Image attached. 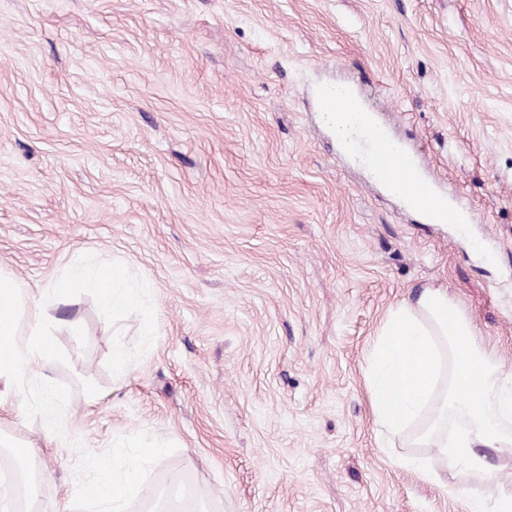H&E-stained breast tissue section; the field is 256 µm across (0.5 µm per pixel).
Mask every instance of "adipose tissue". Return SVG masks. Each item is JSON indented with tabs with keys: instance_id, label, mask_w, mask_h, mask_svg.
I'll return each instance as SVG.
<instances>
[{
	"instance_id": "ef3b65f1",
	"label": "adipose tissue",
	"mask_w": 512,
	"mask_h": 512,
	"mask_svg": "<svg viewBox=\"0 0 512 512\" xmlns=\"http://www.w3.org/2000/svg\"><path fill=\"white\" fill-rule=\"evenodd\" d=\"M471 336L447 291L426 287L390 312L365 371L377 432L409 439L418 453L399 465L438 487L445 481L430 456L483 479L486 449L512 446V373L492 364ZM425 448L430 456H422Z\"/></svg>"
}]
</instances>
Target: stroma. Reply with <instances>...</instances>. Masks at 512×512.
<instances>
[{"label": "stroma", "instance_id": "35a3bbf8", "mask_svg": "<svg viewBox=\"0 0 512 512\" xmlns=\"http://www.w3.org/2000/svg\"><path fill=\"white\" fill-rule=\"evenodd\" d=\"M347 81L472 223L424 221L344 158L310 92ZM87 253L144 278L157 338L115 377L140 318L56 299L63 435L0 403L36 512H97L94 457L136 472L125 512L177 474L194 512H467L397 465L365 370L389 310L436 285L512 373V0H0V272L28 302ZM488 455L484 480L432 464L489 499L512 449Z\"/></svg>", "mask_w": 512, "mask_h": 512}]
</instances>
